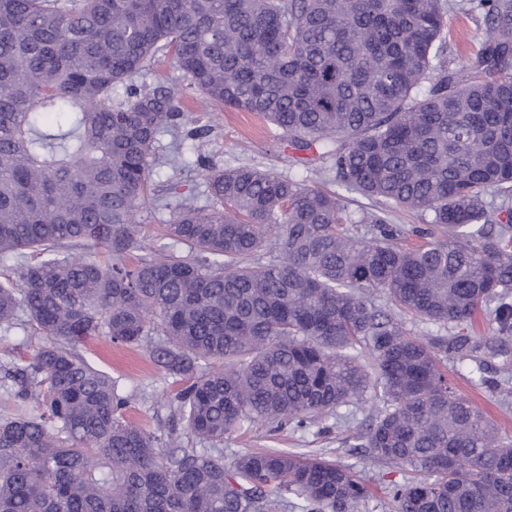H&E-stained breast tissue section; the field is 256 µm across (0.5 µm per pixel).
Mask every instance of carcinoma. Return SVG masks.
<instances>
[{"label":"carcinoma","mask_w":512,"mask_h":512,"mask_svg":"<svg viewBox=\"0 0 512 512\" xmlns=\"http://www.w3.org/2000/svg\"><path fill=\"white\" fill-rule=\"evenodd\" d=\"M448 6L0 0V257L39 255L0 282V328L43 339L0 364V512H350L371 495L350 466L276 448L228 463L224 442L362 404L349 446L409 473L394 512H512V437L448 379L472 362L512 404V367L482 376L473 334L492 311L512 337V0L456 4L487 26L470 75L448 62ZM160 56L185 87L136 84ZM189 92L319 151L377 210L199 158L212 203L166 225L187 255L132 260ZM394 209L433 239L404 246ZM94 337L174 380L154 398L170 433L125 417L131 395L79 351Z\"/></svg>","instance_id":"1"}]
</instances>
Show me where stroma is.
Here are the masks:
<instances>
[{"label":"stroma","instance_id":"obj_1","mask_svg":"<svg viewBox=\"0 0 512 512\" xmlns=\"http://www.w3.org/2000/svg\"><path fill=\"white\" fill-rule=\"evenodd\" d=\"M195 117L211 127L206 137L184 138L180 154H173L171 134H161L155 145L158 158L150 178L149 205L143 212L144 244L147 250L165 248L184 253V245L166 236L165 224L170 223L173 207L182 202L199 207L210 204L205 171L197 166V158L213 166H252L272 171L282 177L303 180L327 190H337L333 171L317 153L298 152L288 146L279 130L265 119L250 112L219 109L198 101L193 105ZM82 354L95 366L118 378L132 399L128 417L147 429H167L170 410L148 401V394L171 391L170 379L164 378L149 361L147 353L137 348L107 343L93 338L81 348ZM448 377L457 392L474 401L489 420L502 431L512 433V409L501 405L497 394L480 385L477 374L468 367L449 368ZM345 416L346 424H337V416ZM337 416L328 417L330 433L317 430L272 434L260 425L245 428L244 432L225 442V456L251 448H287L350 465L356 472L370 477L373 497L359 504L355 512H391L387 484L401 480L402 474L390 465L370 460L361 450L347 447L345 438L351 430L364 427L369 420L367 408H339Z\"/></svg>","mask_w":512,"mask_h":512}]
</instances>
